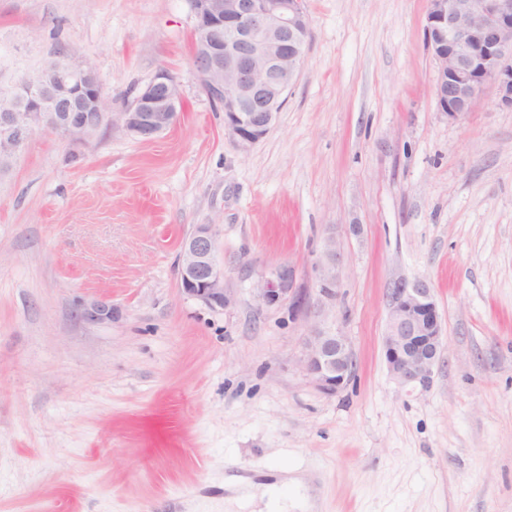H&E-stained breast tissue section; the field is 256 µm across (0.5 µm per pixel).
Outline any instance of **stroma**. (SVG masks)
<instances>
[{
	"mask_svg": "<svg viewBox=\"0 0 512 512\" xmlns=\"http://www.w3.org/2000/svg\"><path fill=\"white\" fill-rule=\"evenodd\" d=\"M305 7L300 74L243 147L192 75L189 0H0V87L62 50L111 111L162 68L182 94L154 138L39 129L0 172V512H224L225 476L275 468L312 476L317 512H512V108L490 86L440 111L428 0ZM198 224L222 310L180 290ZM331 227L354 357L334 395L301 366L305 316L255 296L283 267L311 292ZM417 277L445 350L409 392L383 336ZM90 300L111 321H80Z\"/></svg>",
	"mask_w": 512,
	"mask_h": 512,
	"instance_id": "stroma-1",
	"label": "stroma"
}]
</instances>
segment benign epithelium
I'll list each match as a JSON object with an SVG mask.
<instances>
[{
	"label": "benign epithelium",
	"instance_id": "1",
	"mask_svg": "<svg viewBox=\"0 0 512 512\" xmlns=\"http://www.w3.org/2000/svg\"><path fill=\"white\" fill-rule=\"evenodd\" d=\"M190 4L192 74L207 98L223 109L225 130L242 145H252L273 126L304 63L309 20L303 0ZM425 35L439 72L435 96L449 118L463 119L488 85L495 87L502 104L512 107V0H428ZM180 104V82L161 69L112 117L95 71L58 52L43 71L0 93V169L15 161L39 127L83 142L107 121L132 137L150 139L170 128ZM215 251L213 225H196L182 242L178 273L185 296L222 310L231 305L232 296L224 288V267ZM342 264L336 233L331 232L319 257L313 297L292 300L309 320L303 368L326 394L343 389L353 372L349 338L328 320ZM291 291V274L283 269L257 289V296L272 303ZM112 316V306L102 301L84 303L78 312L90 323L110 322ZM383 344L389 373L400 386L430 388L444 340L427 279L395 281Z\"/></svg>",
	"mask_w": 512,
	"mask_h": 512
}]
</instances>
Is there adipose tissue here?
I'll return each instance as SVG.
<instances>
[{
	"label": "adipose tissue",
	"mask_w": 512,
	"mask_h": 512,
	"mask_svg": "<svg viewBox=\"0 0 512 512\" xmlns=\"http://www.w3.org/2000/svg\"><path fill=\"white\" fill-rule=\"evenodd\" d=\"M224 488L226 512H246L253 505L258 512H309L304 484L297 478L258 484L247 477H233L225 481Z\"/></svg>",
	"instance_id": "adipose-tissue-1"
}]
</instances>
